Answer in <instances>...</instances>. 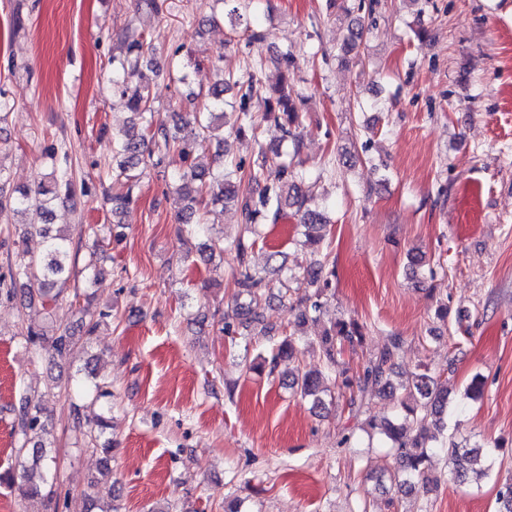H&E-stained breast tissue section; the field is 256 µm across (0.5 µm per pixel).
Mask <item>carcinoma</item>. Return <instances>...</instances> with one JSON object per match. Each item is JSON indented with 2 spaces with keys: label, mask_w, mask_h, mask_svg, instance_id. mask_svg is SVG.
I'll use <instances>...</instances> for the list:
<instances>
[{
  "label": "carcinoma",
  "mask_w": 512,
  "mask_h": 512,
  "mask_svg": "<svg viewBox=\"0 0 512 512\" xmlns=\"http://www.w3.org/2000/svg\"><path fill=\"white\" fill-rule=\"evenodd\" d=\"M119 43L120 54L112 56V89L127 97L131 118L125 129L112 135V172L128 182L126 192L107 198L112 203V217L116 218L113 225L123 227L117 217L133 203V187L149 167L170 170L168 183L185 194L188 204L180 218L183 225L202 231L208 225L210 214L227 205L237 206L249 235L222 244L205 243L200 256L206 262L229 251L236 259L234 279L238 291L234 301L240 324L253 326V335L262 336L268 342L266 353L258 355V361L244 365L245 371L266 369L273 374L288 366L292 387L317 407L324 405L321 393L327 391L325 380L330 377L337 390L351 393V410L356 412L367 398L368 388H375L396 401L395 411L392 418L379 424L368 420L363 430L370 437L383 436L391 448V480L411 490L426 488L420 479L429 471L432 457L439 454L455 479L481 485L489 476L491 466H481L480 460L492 459L501 445L495 442L489 447L479 444L470 447L458 441L456 434L448 433L450 392L428 369L413 372L404 380L394 379L393 362L402 348V337H389L387 344L367 360L361 371L351 374L341 366L340 358L346 345L362 341L364 326L355 319L336 318L317 337L319 367L303 371L297 366L301 351L295 332L276 337L271 328L260 324L256 309L271 298L272 292L266 276L251 267L250 255L257 241L256 227L265 213H272L276 219L287 210H294L304 228L306 242L312 248V259L304 268L303 279L296 281L297 288L304 289L295 306L297 324L308 319L320 320L334 276V270L327 268L328 217L309 208L311 195L305 183L306 173L289 158L291 153H300L303 140L293 130L298 124L299 112L286 80L260 91L253 72L258 64L253 61L240 75L223 77L212 88L202 110L181 116L170 124L154 112L152 78L143 71L145 56L152 52V47L143 35L129 31L119 36ZM231 87L239 88L241 95L227 102L224 92ZM271 120L282 128L280 144L260 148L249 163L229 164L221 157L204 161L208 146L224 139V127L240 134L247 129L255 131L261 122ZM46 158L51 168L48 182L40 181L34 187H16L8 193L0 188V210L47 213L54 201L68 200L75 195L71 168L60 164L53 148L46 152ZM250 184L263 185L258 196L248 192ZM42 233L46 238L43 253L32 254L15 243V259L8 263L9 276L13 283L23 281L29 298L37 296L42 303L50 304L58 300L63 288L75 276L71 263L72 241L51 234L48 227L42 228ZM103 243L104 240L95 237L89 246V259L84 266L88 280L101 274L94 255ZM407 258L412 273L434 275V265L425 254L411 251ZM83 315L81 323L87 338L112 317L110 311L97 310L89 304L83 307ZM26 338L32 344L41 340L48 342L49 351L57 357L70 354L79 342L70 328L60 325L49 330L44 326H29ZM17 425L21 443L15 454L22 473L17 478L0 475V481H7L24 499L43 498L50 502L55 494L50 481L55 457L47 450L44 436L53 431L51 417L32 405L27 397L19 407ZM496 504V512H512V478L500 486Z\"/></svg>",
  "instance_id": "1"
}]
</instances>
